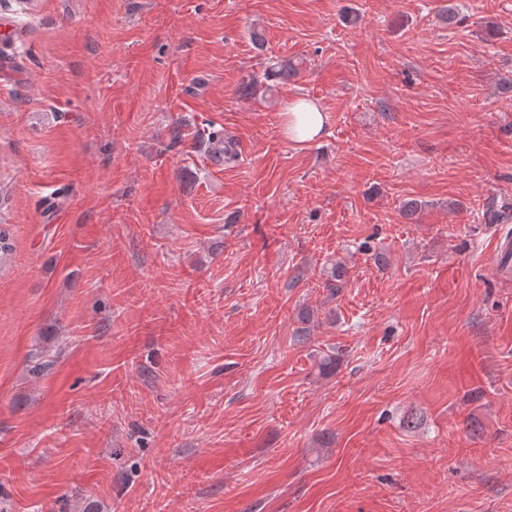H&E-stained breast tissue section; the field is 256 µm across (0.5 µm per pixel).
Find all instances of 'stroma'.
Wrapping results in <instances>:
<instances>
[{
    "label": "stroma",
    "instance_id": "35a3bbf8",
    "mask_svg": "<svg viewBox=\"0 0 512 512\" xmlns=\"http://www.w3.org/2000/svg\"><path fill=\"white\" fill-rule=\"evenodd\" d=\"M0 58V512H512V0H0ZM282 133L290 141L306 143L324 131L327 116L307 97L290 99L283 108Z\"/></svg>",
    "mask_w": 512,
    "mask_h": 512
}]
</instances>
